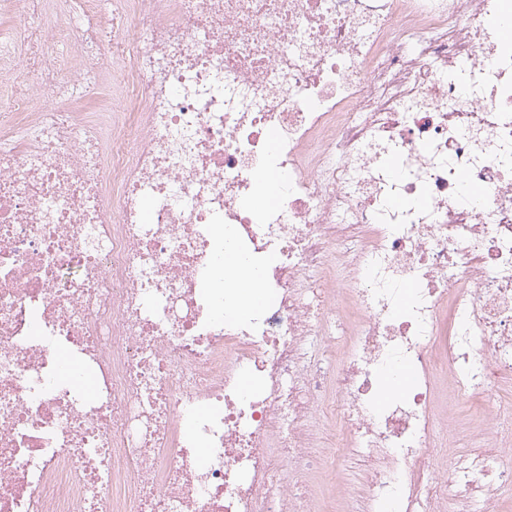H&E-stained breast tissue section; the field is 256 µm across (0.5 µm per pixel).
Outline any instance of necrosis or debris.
Here are the masks:
<instances>
[{
	"mask_svg": "<svg viewBox=\"0 0 512 512\" xmlns=\"http://www.w3.org/2000/svg\"><path fill=\"white\" fill-rule=\"evenodd\" d=\"M0 17V71L24 51L0 88V512H316L321 484L341 512L512 497L493 457L512 447V0ZM92 93L111 109L78 111ZM270 172L280 200L256 206ZM225 243L264 307L229 286L216 314Z\"/></svg>",
	"mask_w": 512,
	"mask_h": 512,
	"instance_id": "necrosis-or-debris-1",
	"label": "necrosis or debris"
}]
</instances>
